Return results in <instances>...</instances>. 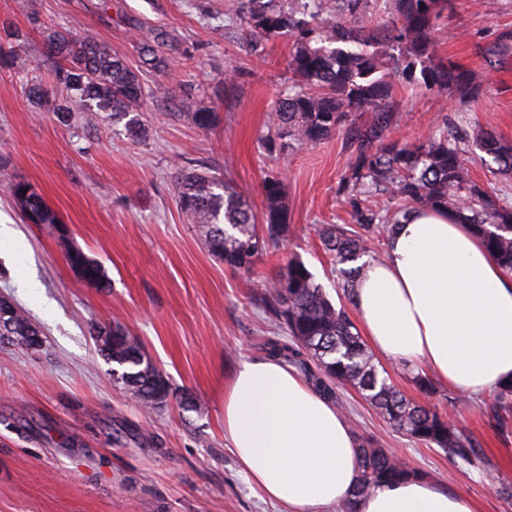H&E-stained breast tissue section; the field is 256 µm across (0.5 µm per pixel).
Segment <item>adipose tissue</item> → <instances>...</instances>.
Instances as JSON below:
<instances>
[{"label": "adipose tissue", "instance_id": "obj_1", "mask_svg": "<svg viewBox=\"0 0 512 512\" xmlns=\"http://www.w3.org/2000/svg\"><path fill=\"white\" fill-rule=\"evenodd\" d=\"M360 330L381 356L487 396L512 381V273L454 215L415 211L356 289ZM224 436L251 489L289 512L344 502L358 474L355 439L335 404L273 358L243 361L224 394ZM358 512H478L425 479L383 486Z\"/></svg>", "mask_w": 512, "mask_h": 512}]
</instances>
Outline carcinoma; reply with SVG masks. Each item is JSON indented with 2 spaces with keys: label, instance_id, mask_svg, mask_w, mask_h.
<instances>
[{
  "label": "carcinoma",
  "instance_id": "1",
  "mask_svg": "<svg viewBox=\"0 0 512 512\" xmlns=\"http://www.w3.org/2000/svg\"><path fill=\"white\" fill-rule=\"evenodd\" d=\"M448 0H384L385 18L364 23L371 0H230L227 15L244 21L257 43L285 40L289 45V84L270 113L265 147L273 151L291 144L312 146L345 131L355 148V159L341 179L338 191L347 198L351 224H325L318 236L341 276L339 287L352 303L355 285L367 265L383 260L387 242L400 219L415 209L446 211L473 226L490 257L512 272V205L494 199L477 182L464 154L470 152L497 171L512 173V144L494 131L480 128L470 140L448 133V120L437 133L413 142L388 139L396 86L402 79L420 76L422 89L472 102L482 89L473 70L441 59L436 52L438 21ZM512 51V33L502 34L485 49L492 60ZM53 81L69 96L59 98L39 84L28 99L64 126L74 114L91 123L101 113L127 118L130 136H146L137 111L144 89L137 72L105 46L70 32L55 30L47 40ZM28 62L18 53L0 54V69L23 72ZM180 108L195 126L211 128L216 112L201 108L186 97ZM357 112H370V123L353 121ZM9 191L27 224H57L56 213L28 182L9 181ZM264 224L247 198L220 172L201 166L177 180V205L207 247L224 265L252 271L257 259L273 253L288 236L285 180L280 173L262 183ZM386 195L403 202L394 209L376 210L366 204L371 195ZM68 262L92 284L105 280L104 270L80 251ZM272 321L285 330L265 342L269 357L299 372L320 395L336 398L334 385L356 391L397 432L435 445L470 466L482 463L473 439L430 404L406 398L380 374L344 307H336L323 286L299 259L279 268L272 292L264 299ZM15 337L14 344L32 348L41 343V331L18 308L11 322L0 324V337ZM98 351L116 364V383L153 411L174 395L169 381L129 328L121 323L93 329ZM497 422L508 431L512 418V382L497 391ZM359 471L345 512H357L358 503L376 489L424 474L401 461L377 442L357 440Z\"/></svg>",
  "mask_w": 512,
  "mask_h": 512
}]
</instances>
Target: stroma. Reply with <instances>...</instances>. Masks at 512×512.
Wrapping results in <instances>:
<instances>
[{"label": "stroma", "instance_id": "stroma-1", "mask_svg": "<svg viewBox=\"0 0 512 512\" xmlns=\"http://www.w3.org/2000/svg\"><path fill=\"white\" fill-rule=\"evenodd\" d=\"M18 2L0 0V31L27 32L21 54L32 67L0 74V170L35 186L68 232L23 223L0 183V225L26 244L17 256L14 238L0 240V297L44 337L38 351L0 343V512H288L257 497L241 472L224 437V390L243 360L266 355L275 326L263 285L279 265L300 258L333 291L316 229L351 221L338 186L353 146L340 133L312 147L267 151L289 45L252 51L245 27L224 15L227 0H31L28 10ZM59 26L141 70L146 139L108 115L62 126L34 111L26 87L35 76L50 82L42 60ZM159 31L182 53L156 70L143 66L141 49ZM505 32H512V0H454L437 53L483 72L486 88L463 104L399 85L391 139L429 135L444 116L459 130L490 127L512 141V55L494 65L484 57ZM187 94L217 112L213 128L179 114ZM201 164L245 192L258 213L264 178L285 177L293 233L253 273L210 256L176 203L178 173ZM70 249L101 265L103 285L78 277ZM25 277L37 281L35 290L20 288ZM114 322L140 338L171 383L174 397L154 412L113 381L111 363L96 351L92 325ZM183 393L200 400V411L182 409ZM337 393L352 433L396 452L439 488L474 499L480 512H512V498L497 490L512 485V436L496 433L492 398L472 401L442 385L433 399L479 443V470L395 432L353 389Z\"/></svg>", "mask_w": 512, "mask_h": 512}]
</instances>
